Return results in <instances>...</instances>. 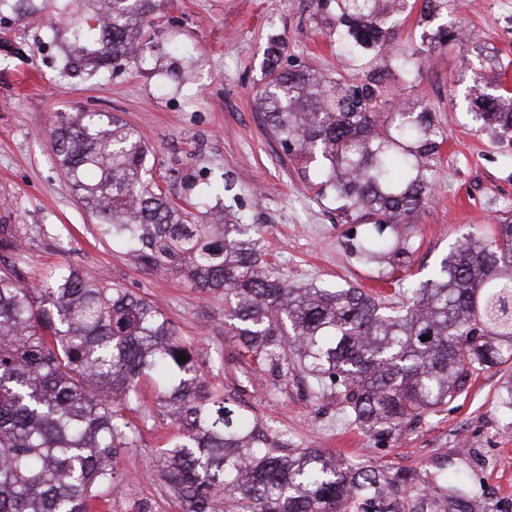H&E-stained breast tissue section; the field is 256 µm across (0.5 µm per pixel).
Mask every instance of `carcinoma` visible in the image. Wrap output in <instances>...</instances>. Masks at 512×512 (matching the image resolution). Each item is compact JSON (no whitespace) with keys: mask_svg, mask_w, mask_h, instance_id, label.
I'll return each instance as SVG.
<instances>
[{"mask_svg":"<svg viewBox=\"0 0 512 512\" xmlns=\"http://www.w3.org/2000/svg\"><path fill=\"white\" fill-rule=\"evenodd\" d=\"M82 16L62 26L70 61L59 81L110 69H139L146 51L179 76L183 49L152 41L161 0H78ZM417 0H317L328 38L350 66L325 76L310 64L280 66L284 41L268 39L266 83L257 95L267 131L292 160L315 164L321 192L354 224L374 233L349 246L363 264L387 255L404 267L408 245L386 231L428 201L444 135L409 98L427 50L396 45L395 27ZM453 0H422L419 23L448 13ZM15 19L53 0H0ZM483 87L470 112L481 128L512 142V93ZM51 135L72 190L97 218L99 234L125 248L150 274L184 277L224 297V333L242 371L241 390L277 386L299 369L336 393L362 428L390 434L467 392L476 372L512 359V215L488 235H467L434 277L410 289L400 310L360 288L296 286L271 271L253 225L215 210L232 180L224 175L186 208L147 178L149 146L110 112L61 115ZM0 224V512H89L118 476L112 460L137 443L124 417L142 406L152 377L155 403L178 439L157 450L168 487L185 512H478L484 491L450 484L438 466L413 474L292 448L258 416L240 411L200 370L193 348L153 302L66 262L47 282L27 286L21 239ZM430 336L423 341L421 337ZM187 357L180 362L178 357Z\"/></svg>","mask_w":512,"mask_h":512,"instance_id":"1","label":"carcinoma"}]
</instances>
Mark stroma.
Listing matches in <instances>:
<instances>
[{"mask_svg": "<svg viewBox=\"0 0 512 512\" xmlns=\"http://www.w3.org/2000/svg\"><path fill=\"white\" fill-rule=\"evenodd\" d=\"M317 0H168L155 41H178L192 53L182 78L166 76L164 63L139 72H103L57 85L60 20L49 10L0 25V224H29L25 277L37 285L51 268L68 262L104 275L110 283L157 304L198 365L225 393L238 373L221 365L229 350L224 300L191 288L182 278L145 273L119 245L101 238L95 218L71 190L57 164L50 128L58 114L112 112L139 130L151 153L154 179L176 202L195 200L221 174L233 189L223 204L258 225L267 260L294 284L355 286L401 306L402 289L428 280L462 237L490 232L512 211V145L478 131L455 98L470 84L483 56L497 65L491 81L512 83V0H454L448 42L430 47V61L412 93L422 100L447 138L434 175L433 199L398 225L411 244L407 269L386 278L387 264L364 265L347 238L365 232L346 223L316 172H302L267 133L254 100L265 77L269 36L285 41L284 57L326 75L349 66L331 48L313 15ZM144 412L132 421L138 445L123 449L112 466L122 480L93 512H182L152 455L178 434L151 401L145 381ZM246 406L296 448L322 451L425 471L443 464L450 479L465 477L512 512V361L481 371L467 393L391 435L375 437L348 422L333 396L311 390L297 372L277 388L258 386Z\"/></svg>", "mask_w": 512, "mask_h": 512, "instance_id": "35a3bbf8", "label": "stroma"}]
</instances>
